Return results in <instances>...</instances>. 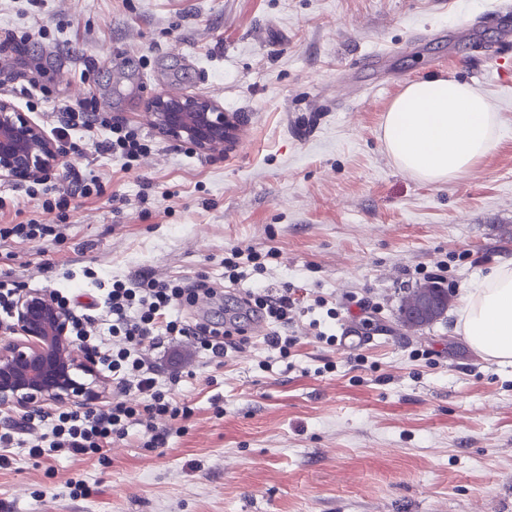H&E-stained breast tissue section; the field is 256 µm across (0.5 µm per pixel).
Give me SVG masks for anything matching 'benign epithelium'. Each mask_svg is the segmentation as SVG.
Instances as JSON below:
<instances>
[{"label":"benign epithelium","mask_w":512,"mask_h":512,"mask_svg":"<svg viewBox=\"0 0 512 512\" xmlns=\"http://www.w3.org/2000/svg\"><path fill=\"white\" fill-rule=\"evenodd\" d=\"M149 123L161 134L195 150L214 151L232 128L223 109L207 98L155 96ZM63 151L12 101L0 97V179L40 182L57 170ZM446 306L438 286L428 285L410 314L429 320ZM13 323L0 336V409L88 405L103 398L108 382L99 377L96 359L73 339L72 311L47 290L19 293Z\"/></svg>","instance_id":"obj_1"}]
</instances>
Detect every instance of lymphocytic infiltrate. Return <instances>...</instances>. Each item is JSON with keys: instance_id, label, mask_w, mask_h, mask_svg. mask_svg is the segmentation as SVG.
Segmentation results:
<instances>
[{"instance_id": "obj_1", "label": "lymphocytic infiltrate", "mask_w": 512, "mask_h": 512, "mask_svg": "<svg viewBox=\"0 0 512 512\" xmlns=\"http://www.w3.org/2000/svg\"><path fill=\"white\" fill-rule=\"evenodd\" d=\"M205 282L185 286L175 282L144 278L133 283L114 281L104 303L112 315L108 328L120 345L105 354L101 363L112 374H124L132 379L131 387L138 395L135 403L115 402L85 411H63L51 421L49 437L29 440L32 457H43L46 451L61 449L75 457L103 455L114 439L124 438L128 425L143 426L149 437L148 447L163 448L169 433L157 430V418L184 420L190 417L188 407L178 405L168 392L162 391L155 377L145 366L142 350L145 345L158 344L154 331L165 323L169 338L184 335L181 323L170 320L176 308L193 304L199 294L207 293Z\"/></svg>"}]
</instances>
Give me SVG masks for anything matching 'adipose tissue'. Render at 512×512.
I'll return each instance as SVG.
<instances>
[{
    "instance_id": "adipose-tissue-1",
    "label": "adipose tissue",
    "mask_w": 512,
    "mask_h": 512,
    "mask_svg": "<svg viewBox=\"0 0 512 512\" xmlns=\"http://www.w3.org/2000/svg\"><path fill=\"white\" fill-rule=\"evenodd\" d=\"M500 116L488 97L453 77L406 85L382 125L394 164L421 182L444 184L474 167L500 139ZM457 326L486 360L512 363V260L462 289Z\"/></svg>"
}]
</instances>
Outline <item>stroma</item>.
I'll return each instance as SVG.
<instances>
[{
  "mask_svg": "<svg viewBox=\"0 0 512 512\" xmlns=\"http://www.w3.org/2000/svg\"><path fill=\"white\" fill-rule=\"evenodd\" d=\"M499 5L0 0V97L64 150L47 180H0V225L53 229L0 239V280L77 297L81 318H105L113 280L143 275L218 288L206 310H177L190 326H223L256 288L297 308L276 327L296 340L285 356L261 336L219 361L190 335L146 348L159 385L192 409L183 432L154 450L129 428L103 460L12 448L0 512H512V364L480 358L455 325L462 285L512 259V26ZM494 45L506 65L487 57ZM376 52L377 71L362 69ZM442 75L488 96L502 138L453 182L427 184L395 166L381 125L407 83ZM172 85L240 114L238 143L204 153L148 125ZM89 98L148 140L133 166L98 149L108 129L68 125ZM77 178L99 194L55 206ZM236 246L266 253L265 273L225 281ZM436 271L447 314L405 330V291ZM51 232L52 229L46 224H36L30 220L27 224H7L0 227V238L16 237L22 241L36 242Z\"/></svg>",
  "mask_w": 512,
  "mask_h": 512,
  "instance_id": "obj_1",
  "label": "stroma"
}]
</instances>
